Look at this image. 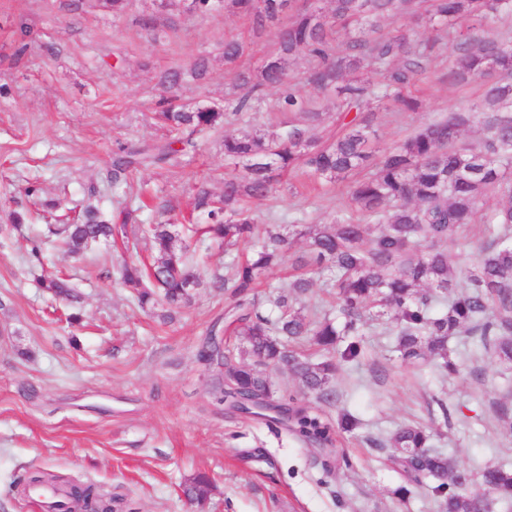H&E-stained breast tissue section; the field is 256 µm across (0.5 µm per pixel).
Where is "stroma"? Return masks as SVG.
<instances>
[{"label":"stroma","mask_w":512,"mask_h":512,"mask_svg":"<svg viewBox=\"0 0 512 512\" xmlns=\"http://www.w3.org/2000/svg\"><path fill=\"white\" fill-rule=\"evenodd\" d=\"M428 6L409 0L404 11L379 20L380 33L435 42L434 31L417 23ZM278 29L273 22L258 33L249 17L204 14L190 0H125L117 13L103 0H0V512H31L14 483L37 467L101 486L120 497L116 512H438L424 489L400 501L395 491L404 480L388 450L374 445L411 421L432 428V447L463 467L512 464L504 422L512 417V365L463 337L449 341L458 371L443 377L405 363L389 327L368 329L359 361L336 376L341 398L327 412L334 422L349 410L362 425L338 447L322 448L229 411L213 393L214 372L198 352L234 306L212 285L229 261L221 241L185 236L200 285L169 324L141 309L117 275L100 278L103 267L117 272L124 260L149 257L139 225L187 223L198 181L222 194L233 170L224 160L225 133L280 137L297 125L317 138L335 134V101L306 84L311 62L300 57L288 76L303 85L320 123L279 111L278 93L268 89L257 110L224 130L194 134L177 162L132 172L117 185L109 179L121 146L167 137L153 119L164 99L223 103L234 82L224 66L225 40H243L240 65L257 69L274 54ZM435 44L430 67L408 90L420 108L377 107L375 149L451 112L472 115L462 143L482 140L483 100L494 78L448 84L454 45ZM200 59L207 71L199 77ZM172 70L181 81L171 89L163 77ZM274 176L273 195L252 204L259 223L328 224L351 213L344 186L312 183L298 170ZM32 185L34 198L26 193ZM90 200L112 219L132 212L129 240L73 257L47 239L46 228ZM13 213L22 217L16 229L8 226ZM34 238L43 241L40 262L30 254ZM54 272L79 297L71 306L76 321L55 316L61 302L40 286ZM345 456L351 467L343 466ZM199 472L213 480L201 505L182 494Z\"/></svg>","instance_id":"obj_1"}]
</instances>
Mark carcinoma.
<instances>
[{
    "instance_id": "cac0c4a2",
    "label": "carcinoma",
    "mask_w": 512,
    "mask_h": 512,
    "mask_svg": "<svg viewBox=\"0 0 512 512\" xmlns=\"http://www.w3.org/2000/svg\"><path fill=\"white\" fill-rule=\"evenodd\" d=\"M331 14L298 12L277 35L272 60L254 73L239 69L235 99L224 108L169 105L158 113L159 122L172 132H203L220 128L231 116L253 110L265 88L280 92L284 112L300 113L313 121L321 113L309 107L302 91L290 83L287 65L298 55L316 64L307 72L308 84L330 90L336 99V125L340 131L325 140L298 127L283 138H266L244 131L224 136V158L239 173L224 179V192L214 197L198 187L194 209L204 220L201 232L224 241L231 253L239 242L255 236L258 228L249 203L273 192L272 170L303 168L315 179L347 183V197L361 215L332 224L309 225L298 234L307 237L308 253L293 265L301 271L289 292L274 298L275 318L249 309L261 275L276 266L290 247V233L281 224H268L252 252L233 259L227 275L213 287L236 299L241 314L229 322L244 337L237 351L222 353L207 337L200 357L215 371L214 392L232 403L252 395L265 403L292 410L287 429L328 447L333 432L326 410L336 406L340 394L334 379L340 364L358 361L370 325L391 318L396 351L403 361L419 367L442 359L448 374L458 369L448 360V341L467 336L480 351L512 363V40L476 34L491 14H512V0H432L425 23L452 37L457 53L448 64L451 84L496 72L503 81L486 92L488 113L485 136L478 144H462L460 136L470 116L453 112L431 121L395 146L378 153L372 147V105L387 103L397 111H414L416 99L404 94L432 58L431 47L398 33L376 35L377 19L398 13L407 0H332ZM224 4L252 18L255 30L279 19L290 0H192L195 10L209 12ZM472 25L455 29L456 21ZM351 28L355 37L347 52L334 53L331 35L336 26ZM238 39L224 42V65L244 54ZM363 64L379 70L382 91L352 77ZM356 112L354 117L349 113ZM177 150L171 140L149 146H122L112 160V182L151 164L166 163ZM495 188L503 203L481 212L482 199ZM129 217L116 224L98 208L89 206L70 224L53 231L61 247L78 255L93 245L126 233ZM484 225L483 243L474 268L462 284L450 278L451 255L440 244L457 236L464 224ZM144 232L157 253L146 267L136 262L123 266L124 282L137 289L140 307L164 306L160 317L173 321L192 299L190 290L199 275L184 258L186 246L172 224H149ZM328 276L336 289V318L320 315L298 304L314 287L316 278ZM43 287L69 300L71 289L61 277L48 278ZM274 367L289 372L310 394L315 406L295 408V395L283 391L266 374ZM431 432L405 425L384 442L390 457L401 467L408 485L396 490L405 501L410 486L426 488L438 499L441 512H491L494 505H512V466L487 467L475 474L450 456L430 449ZM479 482L485 493L469 495L464 488ZM24 487L52 485L63 512H113L112 496L92 484L62 482L45 470L22 479ZM212 490L205 473L183 484V494L201 503Z\"/></svg>"
}]
</instances>
